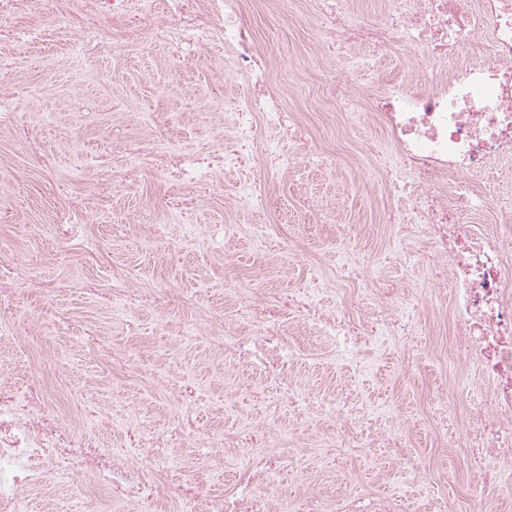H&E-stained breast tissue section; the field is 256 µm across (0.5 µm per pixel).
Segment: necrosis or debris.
<instances>
[{
	"label": "necrosis or debris",
	"mask_w": 512,
	"mask_h": 512,
	"mask_svg": "<svg viewBox=\"0 0 512 512\" xmlns=\"http://www.w3.org/2000/svg\"><path fill=\"white\" fill-rule=\"evenodd\" d=\"M248 1L163 0L165 20L153 30L154 43L172 60L232 49L224 76L244 80L249 91L234 112L220 104L206 111L214 150L160 139L148 151L140 139L127 138L113 143L112 151L131 164L156 166L201 197L222 190L225 167L257 165L256 177L225 192L224 205L263 212L272 198L269 186L283 170L334 164L338 158L313 146L297 113L285 104L274 81L276 63L243 24ZM313 3L325 77L342 88L337 112L362 115L384 133V141L368 147V164L378 174V185L401 187L412 197L410 211L383 212L382 223L394 229L393 247L401 253L413 238L424 237L429 250L420 260L430 281L450 289L447 366H435L434 355L418 345L423 289L407 279L369 275L371 257L364 250L346 253L347 289L337 292L330 309L321 306L316 289L303 285L278 301L259 289L245 296L228 288L224 298L230 314L206 318L216 337L210 360L263 376L262 391L252 397L257 407L253 424L217 435L197 431L183 406L151 439L127 426L123 448L109 453L91 437L88 418L61 417L41 386H21L0 371V512H25L35 490L41 493L42 512H57L56 489L35 462L44 448L53 449L57 463L80 465L103 490L107 506L119 512H161L167 504L176 512H291L288 499L271 502L266 489L276 473L298 461L280 449L283 421L314 417L335 422V447L367 457L388 449L435 512H444L430 471L398 433L400 412L361 411L352 388L342 393L330 388L322 395L305 391L294 374L304 351L287 334L292 323L304 334L332 337L334 359L357 380L366 372L370 352L387 355L401 347L404 366L411 370L430 362L429 380L437 393L428 410L432 423L448 440L469 444L477 482L495 491L482 512H500L501 495L512 493L501 480L504 464L512 462V236L469 221L473 213L487 210L512 214V191L503 187L490 193L466 181L512 158V0H386L377 15L351 9L348 0ZM29 7L46 18V25L15 24L14 15ZM153 11V0H141L135 14L128 0H93L87 16L77 0H0V50L59 44L68 65L78 70L89 57L110 55L134 39ZM100 17L119 24L101 27ZM357 48L391 54L407 65L393 79L358 72L350 59ZM422 69L431 73V82H419ZM265 129L274 131L276 140L261 141ZM282 140L292 144V154L281 153ZM36 283L32 273L19 272L12 245L1 240L0 320L29 324V315H18L9 299ZM98 295L111 306L145 302L158 309L180 297L170 287L143 293L126 281L113 282ZM455 366L473 396L464 418L448 402ZM189 430L208 446L245 453L246 466L231 490L216 493L192 481L169 480L163 464L143 460L144 443L170 447ZM320 509L414 512L415 506L401 496L340 494Z\"/></svg>",
	"instance_id": "necrosis-or-debris-1"
}]
</instances>
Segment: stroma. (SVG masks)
I'll return each instance as SVG.
<instances>
[{
  "label": "stroma",
  "mask_w": 512,
  "mask_h": 512,
  "mask_svg": "<svg viewBox=\"0 0 512 512\" xmlns=\"http://www.w3.org/2000/svg\"><path fill=\"white\" fill-rule=\"evenodd\" d=\"M306 15L304 0H294L290 15L279 21L254 9L245 21L270 55L281 60L287 104L299 111L315 147L328 152L335 150L336 141L327 129L326 111L335 105L336 94L330 89L321 97L308 94L321 82L323 64L313 50L317 37ZM17 53L37 63L14 79L34 91L25 102L24 123L39 126L40 146L51 163L46 168L33 165L32 147L22 131L0 134V195L11 198L19 214L18 223H0V239L11 241L19 261L34 268L56 293L50 298L38 293L20 297V305L39 318L47 335L32 356L21 336H13L0 345V367L19 380L38 378L60 413L93 415L92 434L102 449L120 448L127 424H139L147 432L167 424L179 408L169 389L184 383L196 392L198 426L213 433L228 425L246 428L253 407L243 403L242 396L259 390L261 383L258 377L204 364L211 335L192 322L193 311L110 309L82 289L84 281L104 283L121 275L139 289L170 281L191 297L194 311L219 314L228 288H265L278 294L315 274L337 279L340 258L354 244L371 252L374 272L381 278H412L419 287H428L427 269L400 261L388 247L391 231L375 222L381 207L409 209V196L390 188L367 196L359 183L362 160L280 173L272 186L279 212L246 216L228 252L185 244L190 227L171 209L170 184L157 170L125 165L117 155L99 166L86 164L85 155L105 150L108 141L144 137L137 120L142 112L153 114L156 130L171 142H206L209 130L199 126V110L220 101L225 111H232L244 94L243 80H227L223 70L200 61H172L142 38L127 43L114 57L92 60L80 83L62 62V50L47 54L22 46ZM125 224L136 225L138 243L121 242ZM256 224L266 226L264 239L254 236ZM349 224L361 228L357 241L346 234ZM447 314L448 298L436 292L421 315V344L439 352L443 366L448 363ZM172 323L185 325L191 340L173 341L166 333ZM86 328L98 329L103 340L121 344L131 355L151 356L154 372L140 380L113 373L96 348L83 347L77 358L92 380L83 393L71 392L62 376L43 370L41 361ZM330 354L327 339L312 338L300 372L307 389L319 392L333 382L347 385L346 374ZM358 390L360 406L367 412H418L428 399L424 376L403 370L396 353L376 361ZM331 431V423L323 418L289 426L286 447L301 454L304 471L275 477L268 488L272 496L288 494L302 512L318 497L341 491L422 499L421 491L396 474L389 457H358L333 447ZM402 434L436 477L440 495L451 501L461 494L476 500L485 495L471 475L464 447L448 443L425 420L404 427ZM151 454L180 478L204 474L209 488H224L228 458L220 449L187 440L174 448L152 449ZM40 465L72 490L60 500L59 512H73L76 493L84 496L86 512H96L94 483L75 469L58 474L50 455H42Z\"/></svg>",
  "instance_id": "1"
}]
</instances>
